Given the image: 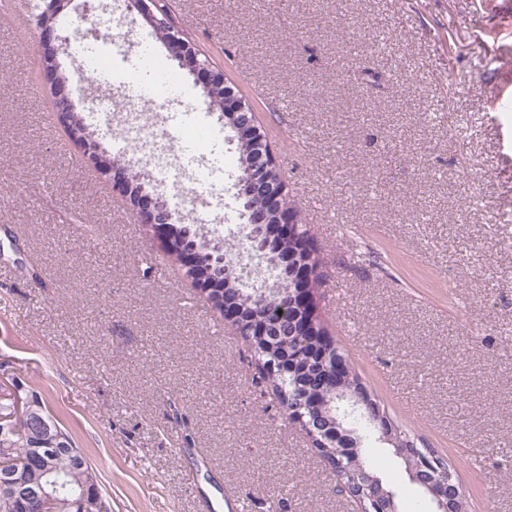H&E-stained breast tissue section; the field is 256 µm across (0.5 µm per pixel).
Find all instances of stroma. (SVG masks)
<instances>
[{
    "instance_id": "stroma-1",
    "label": "stroma",
    "mask_w": 512,
    "mask_h": 512,
    "mask_svg": "<svg viewBox=\"0 0 512 512\" xmlns=\"http://www.w3.org/2000/svg\"><path fill=\"white\" fill-rule=\"evenodd\" d=\"M165 3L267 133L318 247L329 335L452 463L468 512H512V0ZM38 40L0 16V379L68 432L112 512H267L275 496L281 512H358L248 343L78 148L59 151ZM169 67L239 177L201 85ZM92 94L119 109L124 91L85 82L72 99L128 159ZM371 448L400 512H432Z\"/></svg>"
}]
</instances>
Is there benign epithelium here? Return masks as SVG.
Here are the masks:
<instances>
[{
  "mask_svg": "<svg viewBox=\"0 0 512 512\" xmlns=\"http://www.w3.org/2000/svg\"><path fill=\"white\" fill-rule=\"evenodd\" d=\"M72 2L45 0L44 9L33 17V23L40 33L38 52L43 77L52 95V111L71 141L94 164L112 193L130 205L141 222L163 240L169 252H180L182 268L189 269L200 255L196 242L198 231L186 225L181 237L174 238L170 225L180 223L181 218L162 197L146 191L140 183V176L130 173L129 165L108 157L94 139V134L85 128L79 132L75 130V108L69 79L60 70L58 62L60 50L69 43L68 37L58 32V21L66 16ZM125 7L128 12L141 15L154 30L162 34L170 57L178 62L179 67L203 78L207 96L216 101L231 120L235 137L248 156L245 160L246 173L238 179L237 195L263 201L261 218L253 213L250 206L239 213L242 224L249 229L247 238L251 242L252 257L268 267L281 269L283 277L288 280L285 306L275 314L261 316L258 310L269 301H279V281L271 288L255 289V302L248 307L236 303L224 305V320L238 331L242 326L250 325L251 335L264 341L272 336L273 326L290 321L295 343L288 351V361L273 360L262 365L265 374L272 378H295L306 355H317L322 364L321 370L328 376L329 389L336 393V409L360 415L378 433L379 441L395 448V455L405 465L410 480L419 485L435 504L434 512H454L459 500L464 498L462 485L453 481L452 474L443 463L418 451L400 447L397 429L383 414L371 393L349 384L350 365L345 356L338 355L329 361L324 353L318 351L316 334L319 316L313 285L319 275V266L315 261V246L308 240L293 250H284L285 242L295 238L300 218L297 210L285 203V186L271 181L270 174L277 168L276 157L264 129L256 119L250 117L253 112L250 103L224 83V71L213 66L193 39L174 25L171 15L157 16V0H125ZM269 222L275 224V229L265 230V224ZM295 396L296 404L290 412L306 435L325 447L343 448L345 455L356 459L358 448L343 424L325 415L322 403L313 397V391L304 382L296 383ZM356 476L366 486L365 494L358 500L360 512H397L393 491L367 473L358 470ZM12 487L20 498L37 504L39 512H54L57 500L52 492L43 490L34 493L15 483Z\"/></svg>",
  "mask_w": 512,
  "mask_h": 512,
  "instance_id": "1",
  "label": "benign epithelium"
}]
</instances>
